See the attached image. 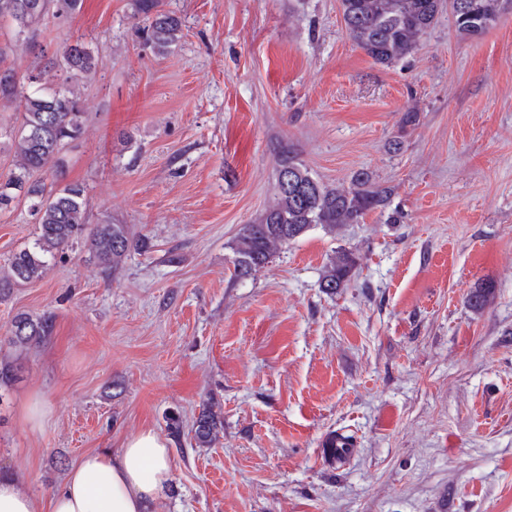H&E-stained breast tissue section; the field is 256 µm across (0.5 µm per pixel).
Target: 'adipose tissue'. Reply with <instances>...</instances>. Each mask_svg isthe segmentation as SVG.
Instances as JSON below:
<instances>
[{
    "instance_id": "ef3b65f1",
    "label": "adipose tissue",
    "mask_w": 512,
    "mask_h": 512,
    "mask_svg": "<svg viewBox=\"0 0 512 512\" xmlns=\"http://www.w3.org/2000/svg\"><path fill=\"white\" fill-rule=\"evenodd\" d=\"M171 448L144 430L120 447L84 455L47 504L0 476V512H156L172 482Z\"/></svg>"
}]
</instances>
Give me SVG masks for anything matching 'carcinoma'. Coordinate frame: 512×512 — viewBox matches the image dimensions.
Wrapping results in <instances>:
<instances>
[{
    "label": "carcinoma",
    "mask_w": 512,
    "mask_h": 512,
    "mask_svg": "<svg viewBox=\"0 0 512 512\" xmlns=\"http://www.w3.org/2000/svg\"><path fill=\"white\" fill-rule=\"evenodd\" d=\"M32 0H0V20L15 27V39L29 43L43 25L46 8H34ZM448 0V13L457 31L477 37L512 10V0H462L464 9ZM443 0H341L346 33L374 62L389 65L418 46L421 36L433 26ZM135 15L143 16L145 40L158 54L169 52L183 37L181 22L161 9L159 0H134ZM98 60L80 40L65 45L61 62L20 76L7 67L9 80H0V101L15 104L19 125L10 149L15 158L11 176L0 183V211L18 195L29 202L36 225L34 242L14 252L0 273V300L19 283L45 278L50 266L62 258L78 240L89 237L94 255L105 271L119 268L131 250L146 249L144 239L130 236L125 224H97L87 229V188L69 182L52 189L33 175L57 164L69 142L84 132L86 106L79 86L96 74ZM288 173L292 183L276 179V197L252 224H245L236 237L235 275L245 277L272 261L278 251L310 228L319 226L334 233L346 224H357L367 214L382 211L390 203L393 189L374 182L362 169L352 176L350 186H329L315 179L288 147L278 156L277 175ZM358 264L355 254L340 250L325 267L321 288L335 295L345 287ZM494 292L490 283H480L467 294L468 306L483 311ZM49 316L20 313L12 322L8 343L25 349L50 335ZM224 430V420L214 406H203L193 424V441L210 447Z\"/></svg>",
    "instance_id": "1"
}]
</instances>
